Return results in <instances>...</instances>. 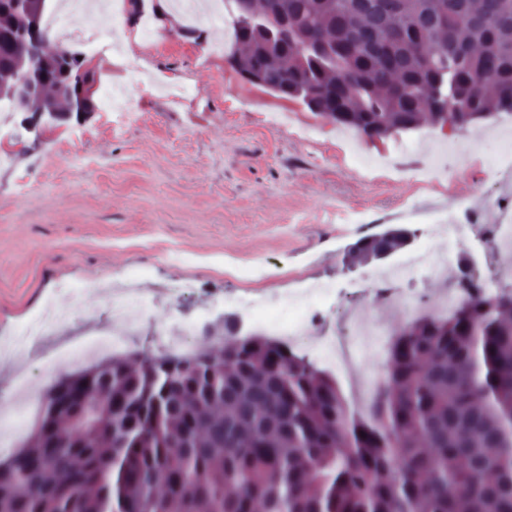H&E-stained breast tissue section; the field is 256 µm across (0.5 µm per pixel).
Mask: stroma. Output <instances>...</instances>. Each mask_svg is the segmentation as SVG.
Masks as SVG:
<instances>
[{"label":"stroma","instance_id":"1","mask_svg":"<svg viewBox=\"0 0 512 512\" xmlns=\"http://www.w3.org/2000/svg\"><path fill=\"white\" fill-rule=\"evenodd\" d=\"M120 26L73 25L94 41H112L110 53L88 52L98 74L122 88L137 114L134 124L113 132L103 109L76 122H52L44 131L18 120L17 133L0 138V153L13 165L0 169V430L21 423L19 405H41L63 367L52 366L64 346L112 331V299L94 288L95 278L116 280L145 273L142 329L129 346L144 356L160 353L166 323L190 319L198 333L221 336L223 312L215 296L268 295L305 277L331 282L336 294L324 322L307 339L317 342L327 327L344 328L349 309L366 303L384 329L379 351L367 352L372 373L384 376L387 332L402 321L383 306L372 277L379 267L349 252L359 238L395 227L405 203L421 210L457 201L486 199L484 223L497 221L491 171L494 148L472 147L466 163L446 159L435 182L418 183L414 171L444 138L424 126L380 139L360 137L368 156L402 150L396 177L366 179L336 141L337 126L308 108L303 122L314 140L290 127L272 129L258 104L242 93L247 82L211 54L224 40L223 27L198 22L187 28L171 14L151 39L135 36L132 14ZM368 210L371 224H342L337 206ZM272 268L274 277L240 279L239 262ZM184 280L191 293H173ZM75 305L71 319L49 325V302Z\"/></svg>","mask_w":512,"mask_h":512}]
</instances>
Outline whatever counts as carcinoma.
Masks as SVG:
<instances>
[{
  "label": "carcinoma",
  "mask_w": 512,
  "mask_h": 512,
  "mask_svg": "<svg viewBox=\"0 0 512 512\" xmlns=\"http://www.w3.org/2000/svg\"><path fill=\"white\" fill-rule=\"evenodd\" d=\"M298 30L273 45L236 26L248 53L231 59L277 93L301 89L340 126L384 137L400 126L441 119L433 91L447 88L463 112H501L512 95V0H401L375 16L361 0H263ZM488 24L472 22L492 10ZM395 28L376 56L349 27ZM37 32L41 56L19 43ZM317 31L324 51L295 44ZM451 33L453 59L420 48ZM0 85L25 75L36 88L19 112H72L97 74L63 47L48 50L43 22L0 11ZM491 74L494 90L474 80ZM394 85L411 88L403 97ZM389 238H362L367 257L393 250ZM461 299L446 316L423 314L394 333L386 383L359 410L336 380L280 342L260 335L198 351L184 373L151 358L96 364L88 401L46 390L43 415L22 462L0 470V512H512V290L488 296L459 258Z\"/></svg>",
  "instance_id": "obj_1"
}]
</instances>
